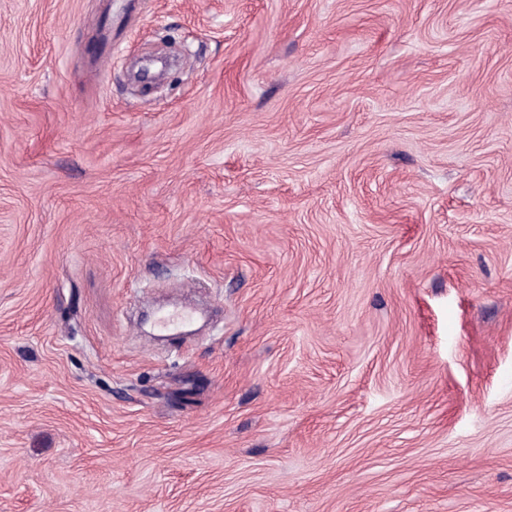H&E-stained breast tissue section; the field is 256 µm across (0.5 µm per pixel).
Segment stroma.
<instances>
[{
  "mask_svg": "<svg viewBox=\"0 0 512 512\" xmlns=\"http://www.w3.org/2000/svg\"><path fill=\"white\" fill-rule=\"evenodd\" d=\"M0 512H512V0H0ZM174 66L162 57L146 58L142 61V65L136 75V81L146 85L154 83L162 79Z\"/></svg>",
  "mask_w": 512,
  "mask_h": 512,
  "instance_id": "stroma-1",
  "label": "stroma"
}]
</instances>
